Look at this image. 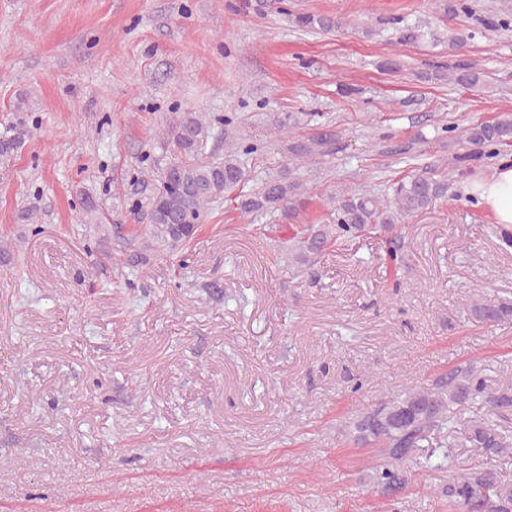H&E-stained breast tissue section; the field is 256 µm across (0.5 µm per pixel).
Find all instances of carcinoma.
<instances>
[{
    "label": "carcinoma",
    "mask_w": 512,
    "mask_h": 512,
    "mask_svg": "<svg viewBox=\"0 0 512 512\" xmlns=\"http://www.w3.org/2000/svg\"><path fill=\"white\" fill-rule=\"evenodd\" d=\"M301 30L328 31L339 25L330 16L299 13L294 17ZM22 107L0 120V165L17 156L27 137ZM305 112H290L275 120L278 135H288L301 125ZM217 125L224 126L228 147L224 157L207 155ZM460 138L476 148L511 146L512 115L473 124ZM162 143L169 160L152 188L146 205L136 202L132 211L141 222L139 252L127 260L135 267L147 255L181 252L199 229L204 214L216 203L236 201L243 216L273 214L288 209L300 185L285 175L272 177L261 187L244 192L248 175L242 156L254 152L245 146L231 118L211 119L202 112L185 111L166 124ZM448 197V178L435 179L428 172L405 175L379 193L373 189L345 188L331 195L329 222L301 224L288 240V260L300 265L315 261L325 250L345 244L359 233L379 227L392 231L405 218L425 213ZM85 226L93 233H109L105 216L92 195L81 197ZM386 255L393 265L404 263L401 236L386 240ZM472 311L486 324L512 321V304L494 303L472 294ZM479 400L490 410L512 407V392L487 389L476 366L459 365L429 387L407 390L370 406L348 428L355 444L377 449L369 467V481L382 492H400L408 484L404 464L421 460L427 469H448V485L441 495L448 512H512V483L489 467L463 465L454 449L459 447L456 423L458 408ZM467 442L490 458L512 459V437L504 435L492 420L476 421Z\"/></svg>",
    "instance_id": "carcinoma-1"
}]
</instances>
